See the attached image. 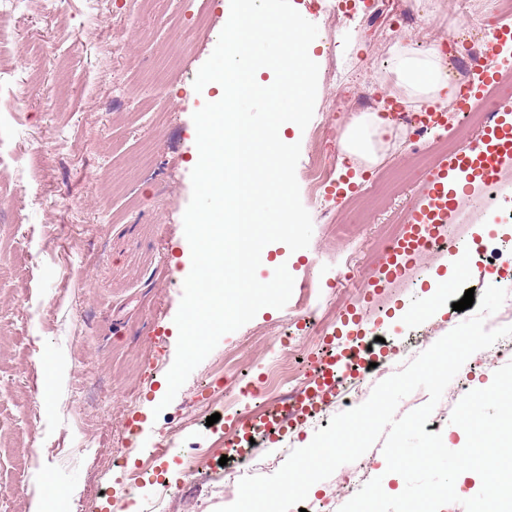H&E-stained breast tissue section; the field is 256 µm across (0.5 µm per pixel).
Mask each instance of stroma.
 Returning a JSON list of instances; mask_svg holds the SVG:
<instances>
[{"instance_id":"35a3bbf8","label":"stroma","mask_w":512,"mask_h":512,"mask_svg":"<svg viewBox=\"0 0 512 512\" xmlns=\"http://www.w3.org/2000/svg\"><path fill=\"white\" fill-rule=\"evenodd\" d=\"M410 2L380 0L374 12L358 4L333 14L291 0L318 27L312 126L289 133L301 145L299 167L317 160L328 183L346 174L364 188L396 162L408 167V178L388 209L361 214L348 236L331 232L323 215L341 209L343 199L322 207L302 195L313 221L309 246L269 248L295 286L311 285L310 299L291 296L284 308H263L224 335L166 407L187 268L183 214L198 155L192 115L204 103L193 82L216 46L224 9L213 0H165L158 11L146 0H15L0 11V128L13 149L0 169V486L10 490L0 512H30L51 486L63 492L67 512H216L238 495L218 483L240 464L222 445L239 419L231 402L240 385L263 380L272 346L292 370L309 369L349 346L339 319L348 309L362 319L360 345L371 348L373 362L393 365L401 352L422 353L428 337L465 319L452 305L466 290L512 289V223L493 211L397 278L375 261L365 291L335 285L347 258L375 250L390 211L410 209L425 190L400 151L397 125L373 135L376 162L343 160L340 147L367 111L365 92L384 96L397 82L382 42ZM219 363L218 380L210 371ZM492 380L472 354L425 431L441 434L449 449L464 447L466 433L451 424L448 404ZM215 413L219 421L207 424ZM333 415L316 411L289 437L261 448L259 475L274 474ZM119 448L138 460L144 449H165L155 469H169L189 496L161 499L154 475L128 484L112 464ZM194 448L212 454L189 477L184 462ZM32 454L36 467L19 479L17 460ZM376 477L388 495L404 489L403 478L387 472L379 442L362 461L317 482L308 498L319 512H339Z\"/></svg>"}]
</instances>
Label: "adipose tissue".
<instances>
[{
    "label": "adipose tissue",
    "instance_id": "adipose-tissue-1",
    "mask_svg": "<svg viewBox=\"0 0 512 512\" xmlns=\"http://www.w3.org/2000/svg\"><path fill=\"white\" fill-rule=\"evenodd\" d=\"M390 69L396 74L398 84L407 97L444 102L455 92L439 49L413 53L401 46L394 47Z\"/></svg>",
    "mask_w": 512,
    "mask_h": 512
}]
</instances>
